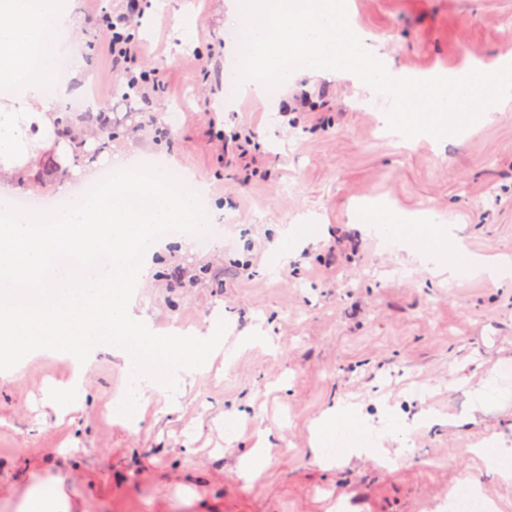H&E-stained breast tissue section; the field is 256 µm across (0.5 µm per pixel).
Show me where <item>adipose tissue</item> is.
<instances>
[{
    "instance_id": "obj_1",
    "label": "adipose tissue",
    "mask_w": 512,
    "mask_h": 512,
    "mask_svg": "<svg viewBox=\"0 0 512 512\" xmlns=\"http://www.w3.org/2000/svg\"><path fill=\"white\" fill-rule=\"evenodd\" d=\"M75 27L71 0H0V83H11L39 65L48 73L80 71L85 62L71 41ZM70 83L48 84L27 81L10 109L0 108V155L20 152L28 137L20 119L37 121L39 134L52 130L45 114L56 102L73 97ZM363 224H390L395 238L413 248L422 266H434L450 277L483 274L493 280L512 275V261L489 259L470 252L463 239L447 224H422L392 209L372 206L361 210ZM369 434L370 418L349 404L337 403L328 409L311 430V449L317 461L325 465L348 463L354 452L338 447L337 439L351 429Z\"/></svg>"
}]
</instances>
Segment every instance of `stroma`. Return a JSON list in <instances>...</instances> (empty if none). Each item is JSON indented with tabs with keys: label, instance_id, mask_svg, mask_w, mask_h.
Here are the masks:
<instances>
[{
	"label": "stroma",
	"instance_id": "1",
	"mask_svg": "<svg viewBox=\"0 0 512 512\" xmlns=\"http://www.w3.org/2000/svg\"><path fill=\"white\" fill-rule=\"evenodd\" d=\"M121 0H75L73 42L87 59L92 95L111 117L154 112L156 125L118 132L113 152L174 160L217 209L206 236L155 241L136 285L138 310L153 328L206 333L227 325L225 357L176 392L153 393L132 424L110 416L127 376L109 351L86 374L82 407L59 406L52 383L68 361L23 359L0 378V512H28L35 479L61 483L66 512H436L460 479L481 488L496 512H512V479L474 452L499 433L512 448V400L462 428L447 416L471 413L487 367L512 360V277L448 279L407 261L358 223L360 205L381 202L408 216L457 225L469 249L512 256V102L490 121L436 141L404 144L389 135L390 101L371 107L337 72L293 81L277 111L255 97L216 108L224 88L229 28L224 0H157L134 24L140 68L159 72L164 92L131 104L113 94L103 13ZM355 25L393 62L417 75L461 72L512 54V0H351ZM250 140L239 159L230 137ZM62 178L21 181L28 161L0 162L13 197L49 203L86 173L59 147ZM317 224L287 263L270 270L281 230ZM207 278H199L200 269ZM263 330L274 345L237 349ZM367 415L388 402L397 417L381 444L400 450L383 467L374 449L325 467L310 448L312 423L337 401ZM178 411H169L170 402ZM440 419L421 420L423 408ZM243 417L224 438V414ZM269 431L270 462L247 482L236 464Z\"/></svg>",
	"mask_w": 512,
	"mask_h": 512
}]
</instances>
